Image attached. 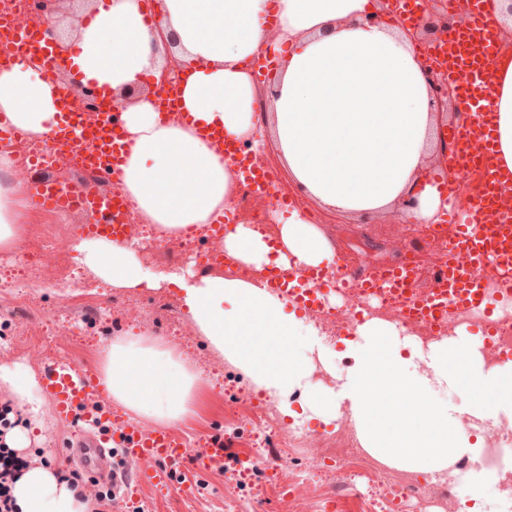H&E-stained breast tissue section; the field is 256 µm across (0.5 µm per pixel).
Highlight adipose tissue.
<instances>
[{
    "label": "adipose tissue",
    "instance_id": "1",
    "mask_svg": "<svg viewBox=\"0 0 512 512\" xmlns=\"http://www.w3.org/2000/svg\"><path fill=\"white\" fill-rule=\"evenodd\" d=\"M159 27L146 23L139 0H75V18L49 16L76 83L126 91L170 60L184 65L176 91L179 115L160 122L158 99L127 103L123 127L130 154L118 186L132 211L158 235L181 237L209 227L235 197L234 159L200 137L223 128L237 144L259 152L273 145L292 183L319 207L355 217L383 216L426 224L449 204L427 182L437 117L413 46L399 28L365 26L370 0H157ZM274 25H267L268 15ZM279 70L268 115L258 116L256 83L246 67L260 49ZM60 83L37 58L18 56L0 67V119L46 138L56 127ZM489 107L497 115L494 163L512 174V55L499 59ZM20 159L0 152V250L14 248L29 221L28 187L16 179ZM418 206L401 208L407 195ZM274 235L240 222L224 233L226 272L154 271L137 245L99 237L75 246L80 263L110 287H175L197 335L277 401L287 417L329 424L348 414L357 437L380 460L437 474L458 459L473 467L469 491L498 483L482 465L484 442L463 416L498 424L512 419V361L483 360V339L468 330L421 344L396 324L365 318L337 371L320 339L307 335L306 315L268 288L266 272L333 266L337 252L322 225L293 206L271 211ZM253 270L252 279L232 269ZM262 344H253V337ZM332 372L326 385L315 367ZM101 376L115 402L138 416L173 424L189 413L197 384L179 355L131 335L109 346ZM33 425L42 408L33 375L0 367ZM302 391L300 409L290 397ZM14 512H89V501L65 474L26 470L11 487Z\"/></svg>",
    "mask_w": 512,
    "mask_h": 512
}]
</instances>
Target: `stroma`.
<instances>
[{"label":"stroma","instance_id":"obj_1","mask_svg":"<svg viewBox=\"0 0 512 512\" xmlns=\"http://www.w3.org/2000/svg\"><path fill=\"white\" fill-rule=\"evenodd\" d=\"M313 222L321 224L338 252L361 266L399 264L405 256L417 255L424 270H431L440 257L435 241L404 230L402 225L380 218H350L321 211L307 199H299ZM85 214L62 216L32 211V223L41 225L43 235L35 240L24 236L13 252H0V278L25 273L37 263L45 277L28 290V311H21L11 289L0 288V366L20 364L34 375L65 359L90 370H98L103 349L130 333L146 334L184 352L188 368L198 373L189 414L174 430L190 448L223 446L222 458L203 464L193 458L162 463L167 474L163 485L130 482L123 499L102 501L101 512H226L224 501H237L236 512H289L273 487L276 463H291L303 469L306 459L294 453L287 439L262 425L260 414L244 399L253 386L238 368L219 357L189 321L168 322L164 310L155 306L157 296L181 306L177 289L160 292H124L111 288L83 272L76 250L66 258L57 255V224L69 225V241H76ZM42 426L30 435L21 456L28 466H45L72 471L68 457L71 444L97 439V432L76 424L74 418L55 414L50 395L42 397ZM258 459L256 470L238 465L245 457Z\"/></svg>","mask_w":512,"mask_h":512}]
</instances>
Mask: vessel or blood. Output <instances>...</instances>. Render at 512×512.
I'll list each match as a JSON object with an SVG mask.
<instances>
[{"label":"vessel or blood","mask_w":512,"mask_h":512,"mask_svg":"<svg viewBox=\"0 0 512 512\" xmlns=\"http://www.w3.org/2000/svg\"><path fill=\"white\" fill-rule=\"evenodd\" d=\"M500 33L493 16L486 9L473 7L466 19L448 37V55L444 59L448 69L459 76L460 93L472 111L469 124L453 128L452 138L458 145L454 157L457 167L466 169L494 152V128L484 101L494 77L497 43ZM46 148L51 152L79 154L83 164L93 168L103 180L118 175L129 146L122 138L119 114L112 112H73L68 103H61L59 121ZM34 169L39 179L34 186L33 203L41 208L89 211L94 215L91 223L82 225L83 233L105 237L125 245L130 241L128 216L130 205L125 197L94 191L90 187H69L46 170L44 156H37ZM512 200V183L501 178L494 167L483 170L482 191L477 202L465 218L450 216L455 226L448 249L455 260L446 271L431 283V297L413 299L421 277L420 268L413 260L393 267L382 277H356L348 265L333 270L308 269L297 273V287H290L291 279H272L270 285L285 296L298 309L305 312L323 308L324 287L328 283H341L366 290L388 289L403 300L409 315L438 323L447 313L458 311L485 298L484 283L477 271L493 264L512 272V218L500 216L502 199ZM43 385L53 396L60 414L69 415L73 408L85 406L86 419L95 427L106 428L104 440L76 445L71 455L91 470L99 480L118 483L119 474L107 454L113 439H120L127 458L150 461L151 466L139 470L138 480L160 484L165 477L153 469L156 461H176L186 458L191 450L186 441L177 438L172 430L159 429L149 433L136 431L128 423L113 421L108 408L88 406L90 395L98 393L99 384L89 371L61 360L47 367Z\"/></svg>","instance_id":"vessel-or-blood-1"}]
</instances>
